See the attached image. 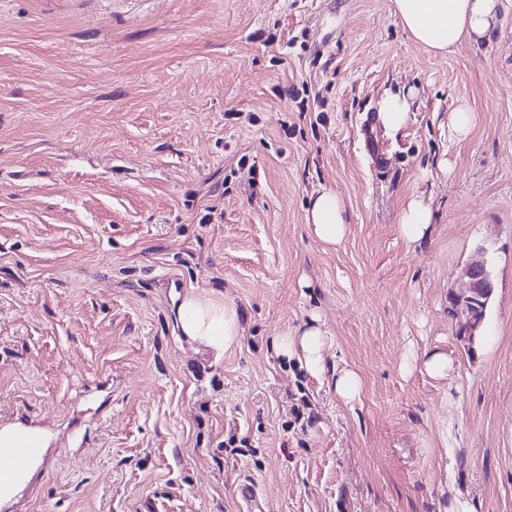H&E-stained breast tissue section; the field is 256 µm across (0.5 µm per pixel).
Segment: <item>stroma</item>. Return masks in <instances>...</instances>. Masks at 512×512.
<instances>
[{"label":"stroma","mask_w":512,"mask_h":512,"mask_svg":"<svg viewBox=\"0 0 512 512\" xmlns=\"http://www.w3.org/2000/svg\"><path fill=\"white\" fill-rule=\"evenodd\" d=\"M501 13L439 55L393 0H0V426L48 438L0 512H247L246 480L265 512H512ZM398 90L380 166L361 126ZM322 186L347 205L335 246L305 222ZM415 195L433 220L411 246ZM479 251L495 290L471 353L448 298ZM190 288L236 306L224 356L176 334ZM314 315L320 374L274 346ZM341 368L363 381L349 404ZM410 102L403 93H387L381 102L379 116L384 127L397 132L405 124ZM474 116L465 105H459L455 108L451 117V130L454 136L461 140L466 138L473 126ZM431 221L430 203L421 196H412L400 213V233L409 245H415L429 235Z\"/></svg>","instance_id":"obj_1"}]
</instances>
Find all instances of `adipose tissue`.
<instances>
[{"mask_svg":"<svg viewBox=\"0 0 512 512\" xmlns=\"http://www.w3.org/2000/svg\"><path fill=\"white\" fill-rule=\"evenodd\" d=\"M396 15L410 35L427 49L447 54L459 44L491 37L499 24V0H394ZM346 205L335 190L313 192L306 222L313 235L328 245L339 244L347 233ZM432 210L423 197H411L400 213L399 228L408 244L430 233ZM175 323L192 344L223 355L236 347L242 329L236 307L223 295L190 289L172 299ZM328 331L319 318L282 331L275 339L279 353L298 357L308 370H324Z\"/></svg>","mask_w":512,"mask_h":512,"instance_id":"1","label":"adipose tissue"}]
</instances>
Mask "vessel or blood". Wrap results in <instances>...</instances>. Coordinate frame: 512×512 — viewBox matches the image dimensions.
<instances>
[{"label": "vessel or blood", "mask_w": 512, "mask_h": 512, "mask_svg": "<svg viewBox=\"0 0 512 512\" xmlns=\"http://www.w3.org/2000/svg\"><path fill=\"white\" fill-rule=\"evenodd\" d=\"M43 445V434L25 424L0 432V502L15 496L33 470Z\"/></svg>", "instance_id": "b4317fda"}]
</instances>
